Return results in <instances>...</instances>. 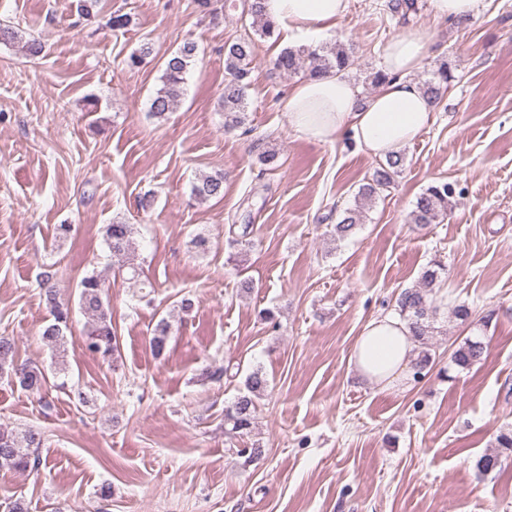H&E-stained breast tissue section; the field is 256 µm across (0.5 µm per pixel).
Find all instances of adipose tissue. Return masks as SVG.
<instances>
[{"mask_svg": "<svg viewBox=\"0 0 512 512\" xmlns=\"http://www.w3.org/2000/svg\"><path fill=\"white\" fill-rule=\"evenodd\" d=\"M349 0H264L266 15L277 25L281 42H311L329 31ZM427 54L420 30L396 36L388 45L385 71L390 82L367 101L349 74L333 72L292 88L287 112L290 125L308 141L332 144L352 135L359 150L382 158L412 142L427 126L432 104L411 74ZM414 343L406 321L397 316L372 319L357 337L349 362L371 387L384 389L408 382Z\"/></svg>", "mask_w": 512, "mask_h": 512, "instance_id": "1", "label": "adipose tissue"}]
</instances>
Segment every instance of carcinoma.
Returning <instances> with one entry per match:
<instances>
[{"mask_svg": "<svg viewBox=\"0 0 512 512\" xmlns=\"http://www.w3.org/2000/svg\"><path fill=\"white\" fill-rule=\"evenodd\" d=\"M264 0H242V13L252 18L251 30L224 44V95L221 100L224 112V128L234 129L244 123L248 108V91L251 86L252 63L255 54V37L270 38L275 25L267 18ZM0 44L18 47L28 56H37L42 44L35 38H27L24 32L13 27H0ZM151 42L146 41L125 60L130 70L139 68L151 55ZM196 45L185 42L163 63L160 86L150 103V112L163 118L173 111L184 94L186 74L194 65ZM353 65V51L341 42H334L320 48H284L272 61L275 70L285 75L299 72L308 78H318L331 72H340ZM455 80L448 63H441L422 84L423 93L432 103L439 104L441 94ZM402 152L391 154L379 164L371 179L358 189L354 207L344 211L342 219L333 225L334 237L344 239L350 236L361 221L363 207L374 200L395 182L405 165ZM191 194L200 203L224 197V174L202 173L192 182ZM456 184L438 180L429 184L416 197L411 212L413 223L420 227L441 224L453 207ZM134 227L131 224L112 223L105 227L104 240L114 257H129L133 244ZM445 268L439 262H432L423 268L419 283L403 290L396 301L397 311L407 321L412 338L424 344L427 337L436 331L439 307L436 295L443 285ZM54 274L41 275L42 299L50 312L51 320L41 332V340L50 349L53 358L62 362L67 356L70 309L57 295L53 282ZM80 307L88 317L84 330L87 350L110 361L119 349V339L112 328V311L104 300L105 279L101 274L91 272L83 276L78 284ZM171 324L167 317H161L153 327L149 340L155 356H162L168 346ZM487 350L483 336H469L453 352L452 362L461 369H468L480 362ZM6 376L23 390L35 396H42L47 385L43 368L34 363H20L16 358V344L9 336H0V377ZM268 388V379L259 368L246 378L244 388L239 391L224 411V435L228 441H239L253 432L258 400ZM43 445L42 433L36 429L23 432L0 428V467L17 471L36 470L40 465L38 449ZM512 460V429H504L496 435L494 450L483 454L475 464L481 474H489L502 468L504 462Z\"/></svg>", "mask_w": 512, "mask_h": 512, "instance_id": "carcinoma-1", "label": "carcinoma"}]
</instances>
